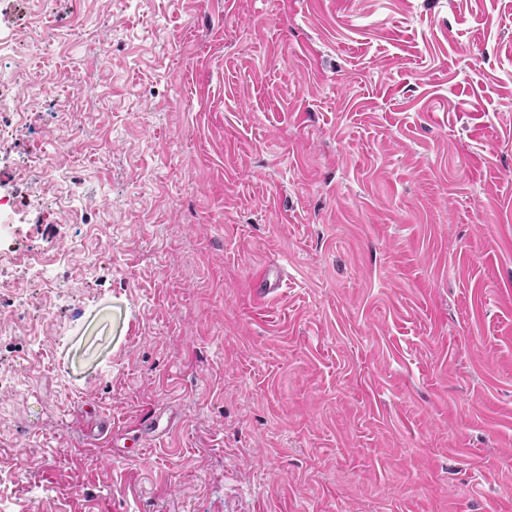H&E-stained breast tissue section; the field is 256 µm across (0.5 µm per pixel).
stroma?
<instances>
[{"mask_svg": "<svg viewBox=\"0 0 512 512\" xmlns=\"http://www.w3.org/2000/svg\"><path fill=\"white\" fill-rule=\"evenodd\" d=\"M31 69L0 512H512V0H0ZM279 276L274 274V272L270 269H264L260 274H258L253 282L252 288L253 293L259 300H265L270 294L276 291V288L279 287Z\"/></svg>", "mask_w": 512, "mask_h": 512, "instance_id": "obj_1", "label": "stroma"}]
</instances>
